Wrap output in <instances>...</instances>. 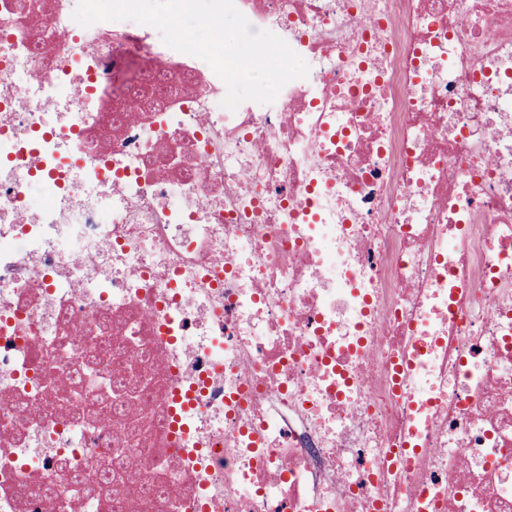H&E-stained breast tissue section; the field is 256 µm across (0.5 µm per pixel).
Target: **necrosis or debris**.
<instances>
[{"instance_id":"4bbe7bcc","label":"necrosis or debris","mask_w":512,"mask_h":512,"mask_svg":"<svg viewBox=\"0 0 512 512\" xmlns=\"http://www.w3.org/2000/svg\"><path fill=\"white\" fill-rule=\"evenodd\" d=\"M76 4L0 0V512H512V0H235L233 112Z\"/></svg>"}]
</instances>
